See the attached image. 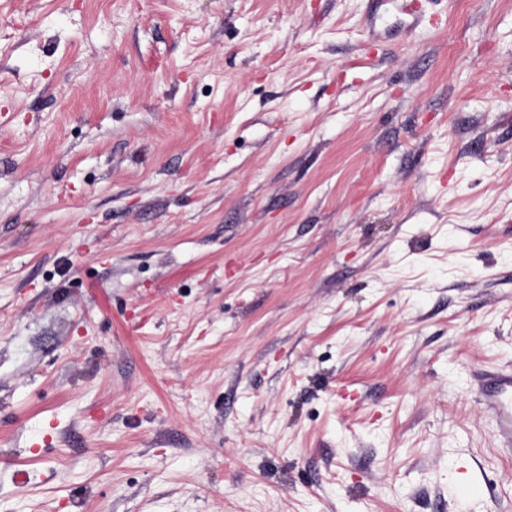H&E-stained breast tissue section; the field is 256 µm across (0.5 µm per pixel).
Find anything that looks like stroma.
<instances>
[{"label":"stroma","instance_id":"stroma-1","mask_svg":"<svg viewBox=\"0 0 512 512\" xmlns=\"http://www.w3.org/2000/svg\"><path fill=\"white\" fill-rule=\"evenodd\" d=\"M477 368L512 0H0V512H512Z\"/></svg>","mask_w":512,"mask_h":512}]
</instances>
